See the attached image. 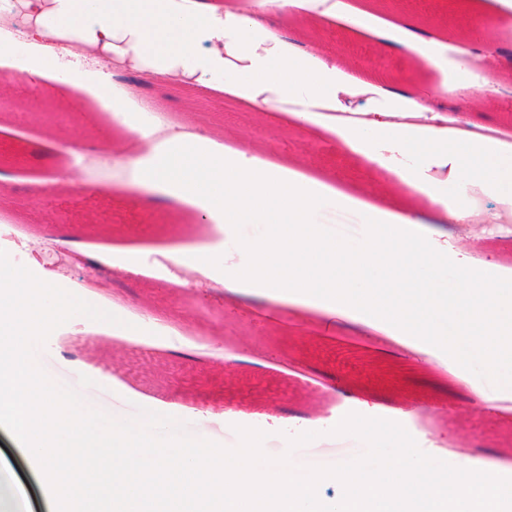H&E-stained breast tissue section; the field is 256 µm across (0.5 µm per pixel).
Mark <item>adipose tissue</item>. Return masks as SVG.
I'll return each mask as SVG.
<instances>
[{
    "instance_id": "obj_1",
    "label": "adipose tissue",
    "mask_w": 512,
    "mask_h": 512,
    "mask_svg": "<svg viewBox=\"0 0 512 512\" xmlns=\"http://www.w3.org/2000/svg\"><path fill=\"white\" fill-rule=\"evenodd\" d=\"M299 2L253 0L232 13L218 0H24L34 23L19 42L11 32L12 0H0V66L31 82L73 85L78 64L107 51L118 65L147 66L163 83L221 88L261 112L295 104L296 119L308 124L316 109H335L340 96L358 93L362 84L343 81L336 61H314L289 41L276 19ZM228 27L237 40L225 41ZM328 129L343 150L439 207V223L478 218L468 202H443L435 181L401 163L419 145L452 156L456 179L512 204V152L468 127H449L420 99L359 121L334 118ZM137 136L147 154L133 163L135 185L198 208L225 234L240 224L267 229L261 238L237 240L220 261L206 249L170 251L183 284L218 281L233 293L253 288L279 306L343 317L463 366L483 354L512 361V279L448 251L414 211L366 206L369 234L352 251L316 221L325 198L343 203L347 194L316 188L302 176L275 175L242 151H203L191 131L143 127ZM243 254L248 262H240ZM448 266L458 276L445 284L440 271Z\"/></svg>"
}]
</instances>
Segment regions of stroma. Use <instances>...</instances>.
Instances as JSON below:
<instances>
[{
  "label": "stroma",
  "instance_id": "1",
  "mask_svg": "<svg viewBox=\"0 0 512 512\" xmlns=\"http://www.w3.org/2000/svg\"><path fill=\"white\" fill-rule=\"evenodd\" d=\"M344 2L339 16L296 8L286 23L291 39L371 83L366 94L349 99L352 113L383 108L386 89H409L451 119L496 126L512 145V12L494 0H479L466 14L455 0H398L367 17L358 13L362 0ZM460 18L485 22L482 39L444 38L448 21ZM382 21L390 25L386 39L375 33ZM410 25L423 32V41L409 43ZM488 49L497 54L496 68H477ZM140 75L131 67L111 79L109 91L125 123L108 141L99 137L108 113L75 88L17 78L10 108L0 112V249L38 278L90 289L139 328L134 336H108L87 324H63L37 349L45 373L114 419L134 417L141 406L227 448L239 443L236 426L250 424L266 432L267 455L288 454L300 466H330L366 452L358 438L330 433L350 412L402 424L423 452L441 460L461 445L471 464H512V410L474 400V389L494 390L480 366L437 369L392 337L346 319L284 310L218 283L179 286L166 268L128 273V265L149 253L221 250L230 243L222 228L200 221L192 208L130 187V161L141 152L137 129L175 128L187 124L190 112L170 88L167 111L148 115L127 93ZM469 80L486 84V91L473 94L465 87ZM18 112L24 122L15 120ZM198 129L207 147L236 149L246 142L248 159L288 166L351 195L347 205L329 201L318 213L349 246L367 236L363 204L403 206L388 172L286 113L258 112L209 92ZM73 168L82 169L94 192L71 189L66 174ZM77 244L103 254V261L70 264ZM302 432L315 433V440L289 448V437ZM0 462L15 471L33 512H47L23 448L1 427Z\"/></svg>",
  "mask_w": 512,
  "mask_h": 512
}]
</instances>
